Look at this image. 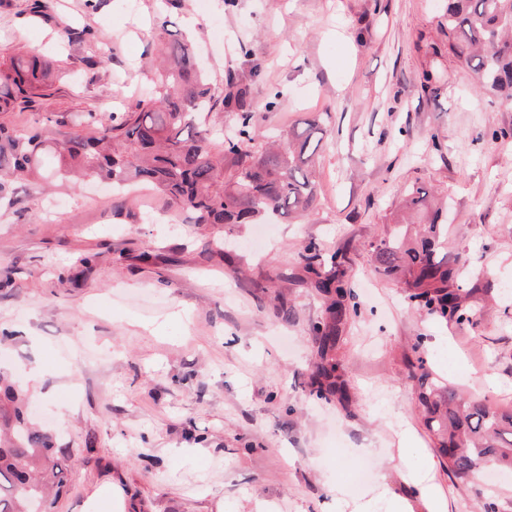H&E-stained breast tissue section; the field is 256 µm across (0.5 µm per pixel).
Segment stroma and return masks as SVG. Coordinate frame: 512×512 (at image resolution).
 Listing matches in <instances>:
<instances>
[{
    "label": "stroma",
    "instance_id": "35a3bbf8",
    "mask_svg": "<svg viewBox=\"0 0 512 512\" xmlns=\"http://www.w3.org/2000/svg\"><path fill=\"white\" fill-rule=\"evenodd\" d=\"M0 0V68L38 53L46 95L0 112L9 129L89 136L90 112H122L152 77L154 21L194 40L215 87L249 81L258 140L324 114L316 208L214 230L148 188L112 192L20 180L0 210V371L26 390L31 422L67 449L53 512H336V490L372 484L427 512L396 469L430 470L449 512H512V474L463 482L419 419L426 368L512 407V104L479 91L448 53L444 0ZM438 70L435 91L421 87ZM275 109H267L269 100ZM450 209L448 256L471 276L472 322L410 303L372 246L420 218L405 192ZM343 262L358 302L336 351L352 402L317 399L312 327L323 300L298 255ZM284 280H267L273 269ZM292 310L282 319L280 307ZM416 448L397 454L400 428Z\"/></svg>",
    "mask_w": 512,
    "mask_h": 512
}]
</instances>
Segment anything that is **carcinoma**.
<instances>
[{"instance_id": "carcinoma-1", "label": "carcinoma", "mask_w": 512, "mask_h": 512, "mask_svg": "<svg viewBox=\"0 0 512 512\" xmlns=\"http://www.w3.org/2000/svg\"><path fill=\"white\" fill-rule=\"evenodd\" d=\"M448 54L468 66L477 87L512 99V0H446ZM166 63L150 94L126 112L96 115L91 137L59 143L44 131L13 134L0 126V201L10 192L9 177L45 178L43 155H56V175L97 178L125 189L145 182L194 214V223L210 226L255 224L304 217L316 205L311 161L318 145L321 116L302 131L286 134L282 147L257 140L249 90L232 72L217 91L191 46L168 43ZM47 68L37 53L12 59L0 73V111L18 101L31 102L30 90L43 82ZM237 113L234 134L224 136V113ZM231 158V164L225 159ZM409 206L428 208V193L406 191ZM448 228L434 213L416 236L395 231L374 249L378 270L404 285L409 301L449 322L470 321L459 268L443 252ZM306 283L324 299L314 327L319 362L311 375L312 393L324 401L350 403L348 383L339 372L336 348L351 315L346 271L325 267L320 249L300 254ZM418 361L421 422L448 469L461 481L478 475L482 464L512 471V409L503 411L478 397H465L448 382L430 378ZM23 389L0 376V512H50L68 480V455L50 436L31 430L23 407Z\"/></svg>"}]
</instances>
